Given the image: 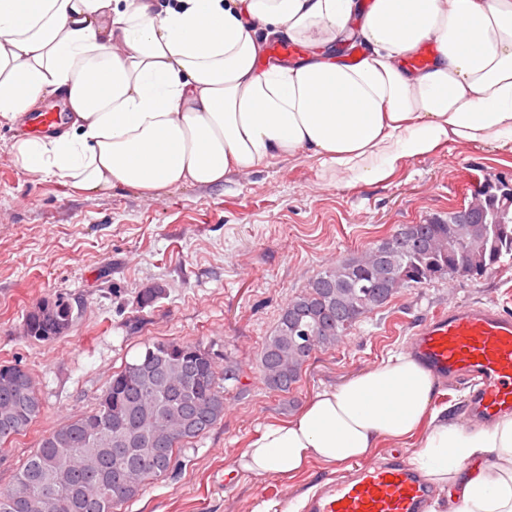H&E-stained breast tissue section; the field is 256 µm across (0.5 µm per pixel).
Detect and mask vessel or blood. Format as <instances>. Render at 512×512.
Returning <instances> with one entry per match:
<instances>
[{
  "instance_id": "vessel-or-blood-1",
  "label": "vessel or blood",
  "mask_w": 512,
  "mask_h": 512,
  "mask_svg": "<svg viewBox=\"0 0 512 512\" xmlns=\"http://www.w3.org/2000/svg\"><path fill=\"white\" fill-rule=\"evenodd\" d=\"M415 353L433 374L475 380L473 412L488 419L512 410V317L482 305L433 315L419 330ZM428 484L404 461L365 468L355 480L329 482L314 512H422Z\"/></svg>"
}]
</instances>
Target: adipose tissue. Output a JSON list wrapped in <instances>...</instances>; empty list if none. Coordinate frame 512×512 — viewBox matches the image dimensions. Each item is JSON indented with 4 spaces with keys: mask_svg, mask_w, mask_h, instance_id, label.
Segmentation results:
<instances>
[{
    "mask_svg": "<svg viewBox=\"0 0 512 512\" xmlns=\"http://www.w3.org/2000/svg\"><path fill=\"white\" fill-rule=\"evenodd\" d=\"M267 36L301 58L261 66ZM428 42L430 65L407 67ZM54 94L64 128L16 138L12 163L89 198L305 151L339 186L379 184L451 143L512 149V0H0V119ZM442 412L430 371L392 354L259 428L233 470L288 479L416 443L462 512H512V416L473 430Z\"/></svg>",
    "mask_w": 512,
    "mask_h": 512,
    "instance_id": "1",
    "label": "adipose tissue"
}]
</instances>
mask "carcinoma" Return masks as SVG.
I'll list each match as a JSON object with an SVG mask.
<instances>
[{
  "mask_svg": "<svg viewBox=\"0 0 512 512\" xmlns=\"http://www.w3.org/2000/svg\"><path fill=\"white\" fill-rule=\"evenodd\" d=\"M512 260V186L485 183L471 202L423 224H402L359 255L336 261L282 307L259 367L267 388L288 393L318 351L335 347L356 323L401 290L457 277L477 279ZM164 295L140 292L141 308ZM79 314L66 297L28 310L24 336L50 343ZM236 363L199 342L155 341L112 375L95 408L43 436L0 489V512H117L149 481L173 475L177 452L224 419L225 397L239 381ZM36 387L0 375V446L42 412Z\"/></svg>",
  "mask_w": 512,
  "mask_h": 512,
  "instance_id": "carcinoma-1",
  "label": "carcinoma"
}]
</instances>
